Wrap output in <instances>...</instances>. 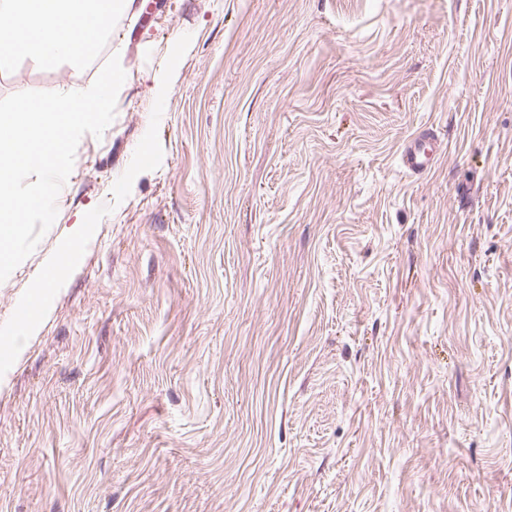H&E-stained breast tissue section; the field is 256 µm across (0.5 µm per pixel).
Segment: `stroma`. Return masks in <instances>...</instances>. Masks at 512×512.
<instances>
[{
	"mask_svg": "<svg viewBox=\"0 0 512 512\" xmlns=\"http://www.w3.org/2000/svg\"><path fill=\"white\" fill-rule=\"evenodd\" d=\"M114 55L0 283V512H512V0H133L0 99ZM434 141L428 135H424L416 136L405 144L401 162L407 172L420 177L431 170L435 161L432 148Z\"/></svg>",
	"mask_w": 512,
	"mask_h": 512,
	"instance_id": "stroma-1",
	"label": "stroma"
}]
</instances>
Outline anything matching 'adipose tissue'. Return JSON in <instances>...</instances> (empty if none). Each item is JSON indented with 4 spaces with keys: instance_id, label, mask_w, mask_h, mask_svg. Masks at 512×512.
Masks as SVG:
<instances>
[{
    "instance_id": "1",
    "label": "adipose tissue",
    "mask_w": 512,
    "mask_h": 512,
    "mask_svg": "<svg viewBox=\"0 0 512 512\" xmlns=\"http://www.w3.org/2000/svg\"><path fill=\"white\" fill-rule=\"evenodd\" d=\"M133 0H0V68L93 59Z\"/></svg>"
}]
</instances>
